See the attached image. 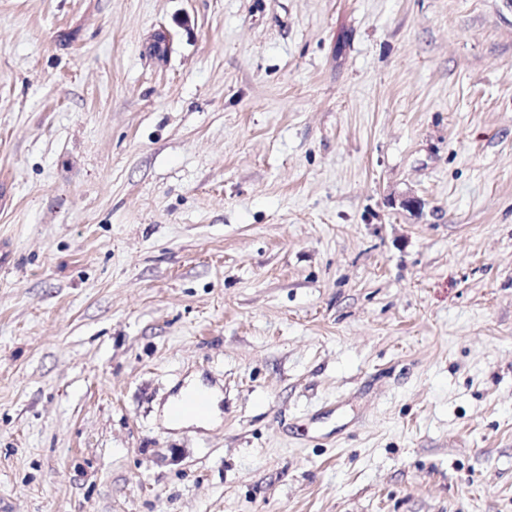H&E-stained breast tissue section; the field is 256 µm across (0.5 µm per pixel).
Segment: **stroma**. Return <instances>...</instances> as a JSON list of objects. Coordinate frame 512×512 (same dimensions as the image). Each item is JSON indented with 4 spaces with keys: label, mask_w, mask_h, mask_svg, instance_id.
I'll use <instances>...</instances> for the list:
<instances>
[{
    "label": "stroma",
    "mask_w": 512,
    "mask_h": 512,
    "mask_svg": "<svg viewBox=\"0 0 512 512\" xmlns=\"http://www.w3.org/2000/svg\"><path fill=\"white\" fill-rule=\"evenodd\" d=\"M0 512H512V0H0ZM207 388L211 393V406L208 416L202 417L193 414H185L179 419L172 422L169 419V408L174 402L175 405L184 401L191 394L196 392L198 389ZM221 395L217 389L208 388L199 376L189 378L186 381V386L179 389L177 395L173 396L169 402L163 408V417L165 418L168 426L172 429H181L185 427L196 426L204 429L213 428L221 422V411L219 408Z\"/></svg>",
    "instance_id": "1"
}]
</instances>
